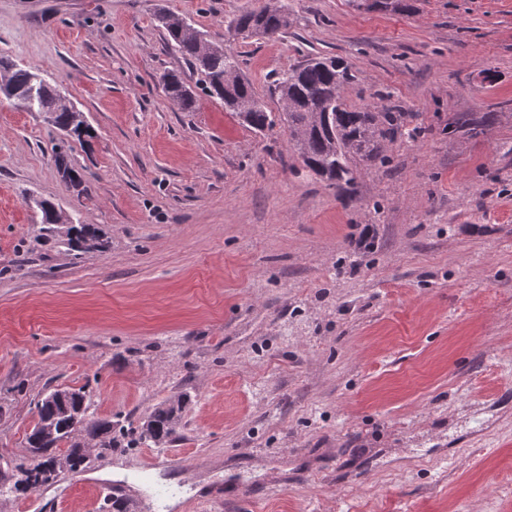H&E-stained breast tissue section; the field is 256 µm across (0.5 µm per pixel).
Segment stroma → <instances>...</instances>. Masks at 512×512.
<instances>
[{
    "label": "stroma",
    "instance_id": "35a3bbf8",
    "mask_svg": "<svg viewBox=\"0 0 512 512\" xmlns=\"http://www.w3.org/2000/svg\"><path fill=\"white\" fill-rule=\"evenodd\" d=\"M404 2L288 0L272 41L224 26L264 0H0V56L96 132L0 102V456L23 461L55 388L86 387L129 428L185 399L168 445L113 449L0 512H91L111 467L134 512H512V0ZM162 9L237 55L271 110L273 73L337 57L349 103L390 96L426 133L337 196L287 131L257 135L202 90L192 112L165 95L163 72L196 77ZM31 194L101 247L42 236Z\"/></svg>",
    "mask_w": 512,
    "mask_h": 512
}]
</instances>
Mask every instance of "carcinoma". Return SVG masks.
Masks as SVG:
<instances>
[{
  "label": "carcinoma",
  "instance_id": "cac0c4a2",
  "mask_svg": "<svg viewBox=\"0 0 512 512\" xmlns=\"http://www.w3.org/2000/svg\"><path fill=\"white\" fill-rule=\"evenodd\" d=\"M168 46L198 74L210 96L224 103V110L235 115L246 127L259 135L288 129L289 148L311 173L325 179L342 197L357 192L360 168L383 164L388 160L386 148L398 139L417 141L422 128L407 126L405 113L395 106L381 105L360 110L347 103L346 94L356 81L352 67L333 57L309 58L300 64L274 73L272 94L281 101L282 110L267 108L254 90L252 82L241 72L238 56L213 42L205 31L169 12L156 16ZM291 24L288 11L281 6L242 11L227 20L228 30L244 38L278 39ZM40 72L21 68L7 57H0V93L14 95L13 102L26 112H48L60 125L76 122L57 95L53 85L35 80ZM160 82L165 93L185 112L196 108L195 93L173 73H164ZM55 162L68 186L84 191V176L71 167L61 152ZM75 399L66 404H36L37 422L26 436L28 456L14 464L13 486L5 491L34 489L46 480L41 477L39 459L65 453L76 455L88 443L97 446L99 455L112 453L125 436L124 426L110 418H95L89 413L90 395L79 388ZM182 401L164 400L154 405L137 428L138 440L163 447L175 437L180 425ZM67 445L61 451V445Z\"/></svg>",
  "mask_w": 512,
  "mask_h": 512
}]
</instances>
